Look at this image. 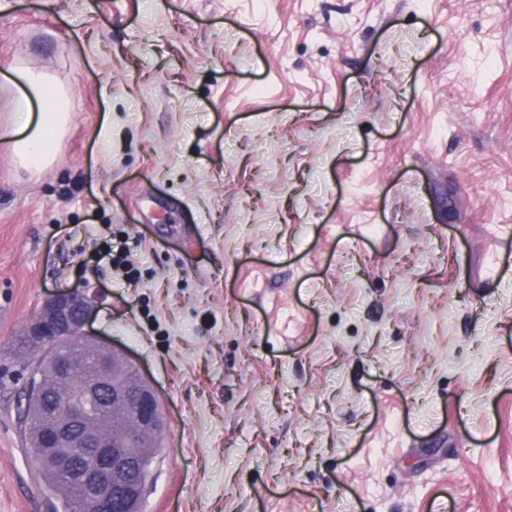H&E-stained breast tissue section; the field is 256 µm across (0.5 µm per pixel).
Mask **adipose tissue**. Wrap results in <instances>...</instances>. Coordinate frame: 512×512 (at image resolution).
<instances>
[{
    "label": "adipose tissue",
    "mask_w": 512,
    "mask_h": 512,
    "mask_svg": "<svg viewBox=\"0 0 512 512\" xmlns=\"http://www.w3.org/2000/svg\"><path fill=\"white\" fill-rule=\"evenodd\" d=\"M7 91L11 111L0 114V147L16 167L28 172L48 168L71 119L69 95L43 75L21 69Z\"/></svg>",
    "instance_id": "ef3b65f1"
}]
</instances>
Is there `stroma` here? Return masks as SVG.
Listing matches in <instances>:
<instances>
[{"label":"stroma","mask_w":512,"mask_h":512,"mask_svg":"<svg viewBox=\"0 0 512 512\" xmlns=\"http://www.w3.org/2000/svg\"><path fill=\"white\" fill-rule=\"evenodd\" d=\"M18 68L74 112L0 149V512L61 506L11 344L87 286L167 416L143 512H512V0H0ZM107 255L111 257L109 259L114 268H121L125 271L128 280L134 281L138 278L137 267L129 249L121 245L120 248L117 247V249L114 250L112 246H110V249H107L105 252V256Z\"/></svg>","instance_id":"35a3bbf8"}]
</instances>
